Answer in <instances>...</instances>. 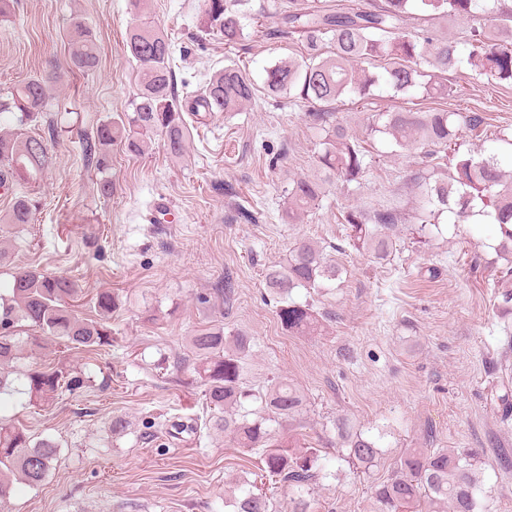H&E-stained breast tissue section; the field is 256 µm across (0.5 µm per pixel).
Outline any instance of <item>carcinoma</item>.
<instances>
[{
	"label": "carcinoma",
	"mask_w": 512,
	"mask_h": 512,
	"mask_svg": "<svg viewBox=\"0 0 512 512\" xmlns=\"http://www.w3.org/2000/svg\"><path fill=\"white\" fill-rule=\"evenodd\" d=\"M131 2L139 21L130 26L126 47L138 65L139 93L120 121L105 120L90 133L77 132L88 164L100 174L96 186L103 197L112 196L114 189L109 175L112 145L119 142L127 153L141 156L148 139L160 134L168 153L180 157L188 133L185 115L199 118L237 112L262 89L322 106L304 116L320 133L315 162L323 176L288 184L286 216L292 224L319 205L331 179L358 185L367 169L368 150L336 121L334 105L341 96L365 99L373 88L409 93L418 87L428 94L448 96V72L466 67L480 75L512 80V9L499 0H374L365 9L342 0L314 7L288 0V9L281 12L283 33L301 43V59H281L265 68L261 85L246 70L227 65L209 78L199 94L181 100L174 92L168 36L141 12L143 0ZM243 6L245 0H203L204 32L221 37L228 47L241 43L246 37ZM495 13L500 14L499 21L486 25V17ZM448 17L471 21L464 42L435 32L439 21ZM67 37L68 58L53 60L43 74L0 91L1 188L19 181L36 185L53 167L55 153L38 130L51 106L50 86L61 77V70L92 72L98 68V45L84 19L73 20ZM365 63L379 70L370 72L363 68ZM368 129L372 136L392 135L402 148L434 155L448 150L464 132L483 135L487 117L474 111L402 109L371 115ZM37 206L34 190L22 192L0 221L12 228L29 224ZM423 210L421 233L426 232V225L439 223L445 212L453 213L459 222L490 221L499 237L497 257L506 262L503 274H512V175L501 168L496 154L457 157L447 178L426 184ZM343 220L353 247L368 248L379 259L392 253L398 221L394 212L370 214L352 208ZM338 276L322 247L310 240L295 243L285 262L269 268L265 275L267 288L279 296L276 316L282 328L299 335L318 331L324 315L309 303L288 300V295L294 288H318L322 281ZM81 294L77 279L38 269L13 273L8 287L0 289V396L23 394L29 405L40 407L53 403L65 391L89 386L90 377L77 375L63 364L13 370L22 350L21 333L27 334L30 345L41 349L62 345L109 350L112 332L106 320L117 309L118 299L110 291L98 293L92 299L97 317L88 318L76 309ZM251 348L250 337L226 336L221 325L191 337L194 371L204 386L206 404L220 412L214 425L237 447L258 454L260 471L288 484L292 490L288 512H316L309 491L319 477L320 449L268 425L293 417L302 408L303 397L288 379L279 376L261 392L248 388L244 368ZM249 402L258 407L246 409ZM336 436L341 460L365 471L377 464L381 449L354 425L337 421ZM59 454L54 439L36 440L23 426L0 417V504L14 495L19 482L40 485ZM477 491L473 456L447 448H409L396 461L392 474L374 487L372 512H478ZM230 505L234 512H273L272 503L258 487L233 498Z\"/></svg>",
	"instance_id": "cac0c4a2"
}]
</instances>
